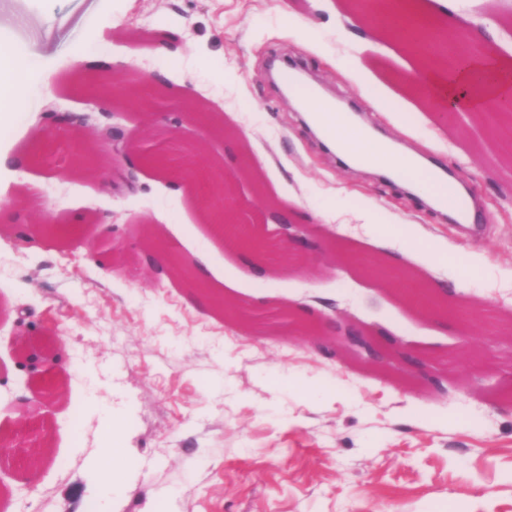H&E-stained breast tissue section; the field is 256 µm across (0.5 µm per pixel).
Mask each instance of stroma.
Instances as JSON below:
<instances>
[{"label": "stroma", "mask_w": 512, "mask_h": 512, "mask_svg": "<svg viewBox=\"0 0 512 512\" xmlns=\"http://www.w3.org/2000/svg\"><path fill=\"white\" fill-rule=\"evenodd\" d=\"M345 0H0V40L54 73L33 87L29 109L0 130V205L26 215L0 222V512H512V164L497 118L440 121L398 75L421 79L428 44L406 49L373 20L346 23ZM451 14L496 22L493 48L512 65V0H452ZM312 26L319 51L288 34ZM182 49L170 61L157 38ZM113 60L112 81L79 82L71 50ZM291 61L322 93L401 151L453 172L484 215L480 236L448 221L397 180L342 164L293 100L267 77ZM158 90L151 120L111 117L120 94ZM191 87L225 137L185 135L239 169L242 223H264L262 198L289 204L322 244L292 267L227 246L199 198L180 179L139 172L120 194L118 166L72 172L19 166L49 127L47 111L87 114L89 141L119 123L131 140L169 130L165 106ZM386 101L389 112L373 103ZM33 181L40 208L24 199ZM74 224L83 245L52 239L43 222ZM406 226L454 253L429 266L386 243ZM202 269L206 294L176 277L156 282L145 234ZM393 276L413 272L449 287L448 316L404 300L386 278L363 274L336 247ZM347 315L402 340L427 370L418 376L365 370L325 352L329 339L302 326ZM30 335L64 381L44 402L18 367ZM122 456L114 488L92 466L109 433ZM46 443L23 469L28 448Z\"/></svg>", "instance_id": "35a3bbf8"}]
</instances>
